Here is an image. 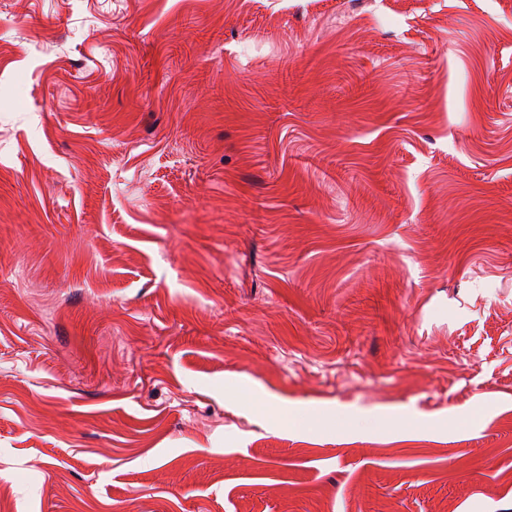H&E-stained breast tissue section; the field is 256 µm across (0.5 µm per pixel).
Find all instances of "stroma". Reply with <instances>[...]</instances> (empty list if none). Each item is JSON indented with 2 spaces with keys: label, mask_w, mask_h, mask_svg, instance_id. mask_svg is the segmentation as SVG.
<instances>
[{
  "label": "stroma",
  "mask_w": 512,
  "mask_h": 512,
  "mask_svg": "<svg viewBox=\"0 0 512 512\" xmlns=\"http://www.w3.org/2000/svg\"><path fill=\"white\" fill-rule=\"evenodd\" d=\"M0 484L512 512V0H0ZM246 400L259 413L268 416L275 415L283 421L285 420L290 422L294 426H321L326 423L329 418V415L321 410H310L304 414L296 413L290 409L288 410L287 408L280 407L270 403L269 401L259 398L253 394V392L246 394Z\"/></svg>",
  "instance_id": "1"
}]
</instances>
